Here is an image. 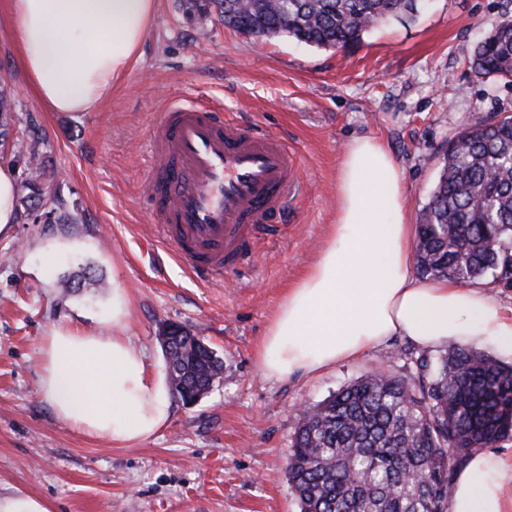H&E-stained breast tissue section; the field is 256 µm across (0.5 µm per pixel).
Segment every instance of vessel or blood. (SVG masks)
<instances>
[{"instance_id":"1","label":"vessel or blood","mask_w":512,"mask_h":512,"mask_svg":"<svg viewBox=\"0 0 512 512\" xmlns=\"http://www.w3.org/2000/svg\"><path fill=\"white\" fill-rule=\"evenodd\" d=\"M148 196L171 254L197 277L238 268L258 235L275 234L302 192L297 151L258 124L196 102L150 126Z\"/></svg>"}]
</instances>
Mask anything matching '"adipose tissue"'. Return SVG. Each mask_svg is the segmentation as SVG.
I'll return each mask as SVG.
<instances>
[{"mask_svg":"<svg viewBox=\"0 0 512 512\" xmlns=\"http://www.w3.org/2000/svg\"><path fill=\"white\" fill-rule=\"evenodd\" d=\"M19 63L48 112H91L135 60L156 0H7ZM414 228L398 165L377 139L358 137L336 176V217L319 258L280 302L259 348L267 377L317 373L392 336L433 350L467 342L512 358V316L487 289L413 271ZM125 292L112 291L108 336L63 326L40 344V393L55 416L123 447L160 433L169 380L126 336ZM501 458L471 455L449 512H506Z\"/></svg>","mask_w":512,"mask_h":512,"instance_id":"obj_1","label":"adipose tissue"}]
</instances>
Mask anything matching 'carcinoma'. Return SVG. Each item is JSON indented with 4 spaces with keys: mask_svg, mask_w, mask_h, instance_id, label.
Returning a JSON list of instances; mask_svg holds the SVG:
<instances>
[{
    "mask_svg": "<svg viewBox=\"0 0 512 512\" xmlns=\"http://www.w3.org/2000/svg\"><path fill=\"white\" fill-rule=\"evenodd\" d=\"M419 0H186L202 24L217 17L241 34L285 37L317 48L359 43L381 22L412 17ZM476 76L512 81V20L479 41L468 59ZM15 102L0 89V137L11 135ZM19 147L23 211L43 193L39 131ZM512 118L475 122L444 158L417 228L419 274L471 285L512 277ZM165 352L180 399H195L224 359L181 325ZM418 373L371 371L299 415L288 482L300 512H448L457 471L473 449L512 436V367L462 345Z\"/></svg>",
    "mask_w": 512,
    "mask_h": 512,
    "instance_id": "1",
    "label": "carcinoma"
}]
</instances>
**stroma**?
Masks as SVG:
<instances>
[{
	"mask_svg": "<svg viewBox=\"0 0 512 512\" xmlns=\"http://www.w3.org/2000/svg\"><path fill=\"white\" fill-rule=\"evenodd\" d=\"M512 19V0H427L346 48L257 39L221 24L199 31L179 0H157L140 56L93 112H47L18 65L16 27L0 0V84L43 139L47 201L0 236V491L18 486L51 512H298L286 466L298 413L382 365L414 373L403 336L318 373L267 378L256 350L288 289L318 257L336 215V174L349 142L379 138L398 161L408 220L418 224L450 141L475 119L512 116V83L467 65L476 42ZM176 98L220 105L286 139L304 162L302 196L248 265L202 282L159 242L146 198L149 129ZM88 273L82 288L63 277ZM125 289V332L164 367L162 329L202 334L224 374L167 426L127 447L76 433L39 393V345L59 325L112 331Z\"/></svg>",
	"mask_w": 512,
	"mask_h": 512,
	"instance_id": "obj_1",
	"label": "stroma"
}]
</instances>
